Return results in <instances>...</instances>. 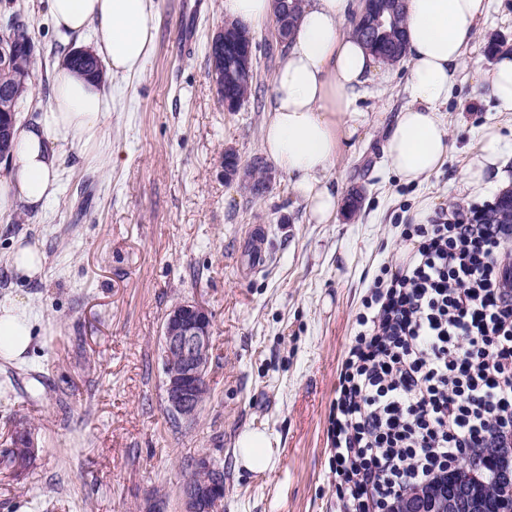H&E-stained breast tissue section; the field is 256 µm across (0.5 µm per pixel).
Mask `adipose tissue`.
<instances>
[{"label": "adipose tissue", "instance_id": "adipose-tissue-1", "mask_svg": "<svg viewBox=\"0 0 512 512\" xmlns=\"http://www.w3.org/2000/svg\"><path fill=\"white\" fill-rule=\"evenodd\" d=\"M353 7V0H305L271 86V115L261 135L262 152L288 175L312 224L328 223L340 206L330 172L343 142L365 124L356 102L380 72L368 49L342 29ZM48 8L63 39L90 36L94 54L112 76L142 74L155 47L153 0H48ZM489 8L490 0H406L410 102L398 112L383 146L388 166L404 182L423 181L448 157L449 129L439 107L451 95L473 31ZM474 77L489 85L498 111L512 112V52L500 54L492 69L475 71ZM109 110L102 81L57 64L48 105L15 130L0 208L42 210L57 193L66 151L83 154L103 143ZM33 338L29 303L0 302V358H21ZM273 448L266 431H244L238 463L249 471L266 470Z\"/></svg>", "mask_w": 512, "mask_h": 512}]
</instances>
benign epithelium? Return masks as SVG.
Returning a JSON list of instances; mask_svg holds the SVG:
<instances>
[{
	"mask_svg": "<svg viewBox=\"0 0 512 512\" xmlns=\"http://www.w3.org/2000/svg\"><path fill=\"white\" fill-rule=\"evenodd\" d=\"M231 31L232 26L226 23L211 38V74L217 87L224 82V42L231 39ZM256 75L255 53L249 48L241 62L239 77L249 81ZM260 167L261 164L255 160L246 165L240 163L229 177L233 178L243 171L250 178L249 188L255 192H263L270 186L272 176L267 170L263 177H257L255 170ZM211 337V312L197 301L179 304L165 316L162 343L169 370L164 379V408L169 414L189 424L198 418L206 395V375L211 362ZM197 464L199 470L207 473V476L200 483L184 488L183 512H222L223 471L206 457L199 458Z\"/></svg>",
	"mask_w": 512,
	"mask_h": 512,
	"instance_id": "7a95c632",
	"label": "benign epithelium"
}]
</instances>
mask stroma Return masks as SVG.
Segmentation results:
<instances>
[{
  "label": "stroma",
  "mask_w": 512,
  "mask_h": 512,
  "mask_svg": "<svg viewBox=\"0 0 512 512\" xmlns=\"http://www.w3.org/2000/svg\"><path fill=\"white\" fill-rule=\"evenodd\" d=\"M38 64L18 116L43 109L65 57L46 0H19ZM188 0H154L156 42L143 74L108 80L107 145L67 153L59 191L41 212L0 210V301L22 297L38 339L20 364L0 361V452L17 424L39 451L24 471L0 468V512H141L160 494L181 512L183 478L200 453L224 467V512H330L328 413L337 367L365 282L399 249L397 225L448 220L453 204L480 206L512 188V114L495 109L476 69L496 41L512 51V0H493L474 30L456 89L441 112L451 149L422 184L402 183L384 161V134L408 103L407 63L367 84L357 107L366 124L343 144L331 171L356 212L311 224L287 175L274 171L255 195L224 176V153L260 156L269 92L286 48L274 20L254 25L255 92L225 111L209 76L207 45L224 23L223 0H205L195 44L184 50ZM505 146L502 175L482 191L464 181L483 126ZM46 256L29 279L8 263L15 240ZM267 262L254 269L253 255ZM186 300L212 314L208 394L194 424L163 405L162 325ZM248 429L276 442L271 469L235 461Z\"/></svg>",
  "instance_id": "stroma-1"
}]
</instances>
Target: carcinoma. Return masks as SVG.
<instances>
[{"label":"carcinoma","instance_id":"carcinoma-1","mask_svg":"<svg viewBox=\"0 0 512 512\" xmlns=\"http://www.w3.org/2000/svg\"><path fill=\"white\" fill-rule=\"evenodd\" d=\"M303 0H276L275 21L287 22L293 29ZM394 0H369L365 11L354 16L352 35L361 40L378 60L396 64L405 57L404 4L391 8ZM3 18L16 20L17 26H0V40L14 37L16 54L13 67L0 71V86H10L17 94V108H22L30 94L29 86L16 83L18 73L30 72L37 60L35 51L28 46L32 39L29 26L21 17L15 0H0ZM388 19L385 25H373L377 15ZM224 99L242 106L252 93V87L241 85L230 74H224V84L219 89ZM512 484V447L479 448L472 460L448 475L415 488L424 494L421 508L431 512L436 507L435 498L446 496L455 504L454 512H512V496L505 494L504 485Z\"/></svg>","mask_w":512,"mask_h":512}]
</instances>
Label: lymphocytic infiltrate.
I'll use <instances>...</instances> for the list:
<instances>
[{"instance_id": "f902f5d3", "label": "lymphocytic infiltrate", "mask_w": 512, "mask_h": 512, "mask_svg": "<svg viewBox=\"0 0 512 512\" xmlns=\"http://www.w3.org/2000/svg\"><path fill=\"white\" fill-rule=\"evenodd\" d=\"M355 315L328 415L334 512H386L478 448L512 447V224H406Z\"/></svg>"}]
</instances>
